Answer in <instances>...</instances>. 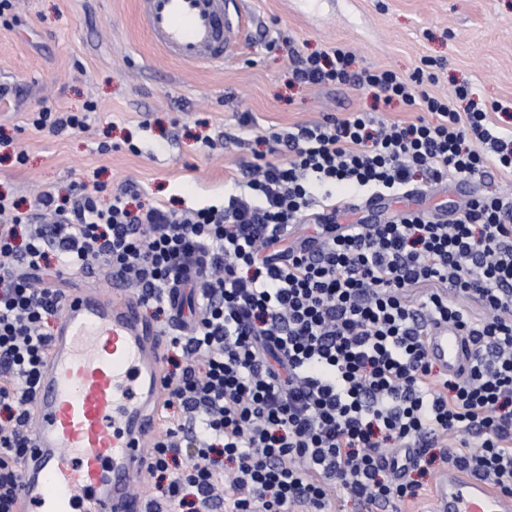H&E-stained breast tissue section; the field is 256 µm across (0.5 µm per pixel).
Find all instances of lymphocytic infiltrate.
<instances>
[{
  "mask_svg": "<svg viewBox=\"0 0 512 512\" xmlns=\"http://www.w3.org/2000/svg\"><path fill=\"white\" fill-rule=\"evenodd\" d=\"M352 63L337 48L295 59L292 75L343 83ZM434 80L364 72L359 85L419 117L268 131L287 161L255 154L220 208L132 210L122 191L101 208L75 188L23 214L0 196V512H17L48 321L67 300L42 280L97 268L156 314L174 316L175 292L193 301L189 332L162 353L145 489L157 512H332L339 488L388 512L438 464L512 495V196H473L447 220L336 221L347 198L397 199L417 177L452 182L491 163L512 178V129L478 105L459 111L466 87L430 94ZM438 322L471 345L460 373L427 354ZM391 448L413 449L410 464L389 462Z\"/></svg>",
  "mask_w": 512,
  "mask_h": 512,
  "instance_id": "1",
  "label": "lymphocytic infiltrate"
}]
</instances>
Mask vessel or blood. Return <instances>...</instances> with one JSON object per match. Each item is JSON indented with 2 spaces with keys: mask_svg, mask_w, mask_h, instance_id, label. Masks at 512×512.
Segmentation results:
<instances>
[{
  "mask_svg": "<svg viewBox=\"0 0 512 512\" xmlns=\"http://www.w3.org/2000/svg\"><path fill=\"white\" fill-rule=\"evenodd\" d=\"M139 10L154 46L189 66H222L227 34L244 22L242 0H139ZM468 351L451 323L427 338L429 357L451 372ZM161 378L159 345L133 301L68 299L40 377L18 512H144L132 488L149 461L146 412L160 405ZM434 512H512V497L452 471L438 482Z\"/></svg>",
  "mask_w": 512,
  "mask_h": 512,
  "instance_id": "obj_1",
  "label": "vessel or blood"
}]
</instances>
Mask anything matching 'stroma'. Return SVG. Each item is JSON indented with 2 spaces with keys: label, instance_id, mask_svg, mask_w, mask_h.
<instances>
[{
  "label": "stroma",
  "instance_id": "1",
  "mask_svg": "<svg viewBox=\"0 0 512 512\" xmlns=\"http://www.w3.org/2000/svg\"><path fill=\"white\" fill-rule=\"evenodd\" d=\"M138 0H16L0 16V194L21 211L47 190L84 184L100 206L126 189L131 206L222 205L240 162L264 151L269 128L374 111L385 121L418 112L384 105L350 83L293 82L292 59L336 47L352 72L405 76L429 65L428 90L512 113V0H247L250 29L229 32L218 68L183 66L158 51ZM42 108L82 112L84 128H33ZM25 162H17V151Z\"/></svg>",
  "mask_w": 512,
  "mask_h": 512
}]
</instances>
